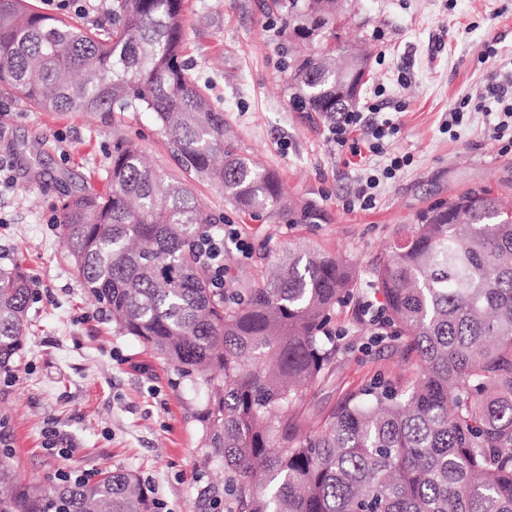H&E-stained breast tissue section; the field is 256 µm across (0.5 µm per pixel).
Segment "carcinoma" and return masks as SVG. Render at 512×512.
I'll return each mask as SVG.
<instances>
[{
  "label": "carcinoma",
  "mask_w": 512,
  "mask_h": 512,
  "mask_svg": "<svg viewBox=\"0 0 512 512\" xmlns=\"http://www.w3.org/2000/svg\"><path fill=\"white\" fill-rule=\"evenodd\" d=\"M288 36L321 49L288 61L289 102L336 122V0H272ZM184 0H112L108 28L0 0V88L46 112H150L181 176L118 143L107 190L56 203L65 257L133 336L211 395L202 439L224 467V512H512V200L471 190L401 224L374 270L383 308L362 329L416 367L398 389L376 379L318 423L303 397L329 382L354 297L347 261L311 248L278 258L255 288L224 291L200 244L217 220L193 182L233 208L277 212L275 173L224 139L216 109L182 60ZM31 279L0 266V377L25 345ZM4 448L0 512H154L135 472L116 468L49 487L22 483Z\"/></svg>",
  "instance_id": "carcinoma-1"
}]
</instances>
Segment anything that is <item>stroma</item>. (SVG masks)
<instances>
[{"label": "stroma", "instance_id": "obj_1", "mask_svg": "<svg viewBox=\"0 0 512 512\" xmlns=\"http://www.w3.org/2000/svg\"><path fill=\"white\" fill-rule=\"evenodd\" d=\"M269 0H186L185 57L242 150L274 171L286 202L310 209L295 224L236 212L222 191L196 184L200 203L237 225L250 246L224 247L225 285H259L286 250L310 245L342 256L354 287L366 289L398 225L439 200L470 189L512 195V157L498 153L482 114L457 140L440 127L453 104L476 96L492 75L512 74V0H348L338 39L368 57L361 95L381 86L398 113L393 151L412 165L381 186L368 210H349L363 170L339 152L329 128L294 111L284 90L293 45ZM498 55L483 61L488 41ZM130 143L168 173L176 167L148 112H45L15 91H0V155L14 158L15 183L0 189V264L33 277L25 348L11 379L0 378V415L22 481L59 473L86 477L134 471L162 512H214L224 497V468L202 440L197 414L207 390L181 379L134 337L112 327L104 304L83 288L64 256L53 205L64 187L106 190L118 142ZM360 301L336 313L346 350L304 409L319 418L374 379L404 385L410 361L386 344L364 347Z\"/></svg>", "mask_w": 512, "mask_h": 512}]
</instances>
